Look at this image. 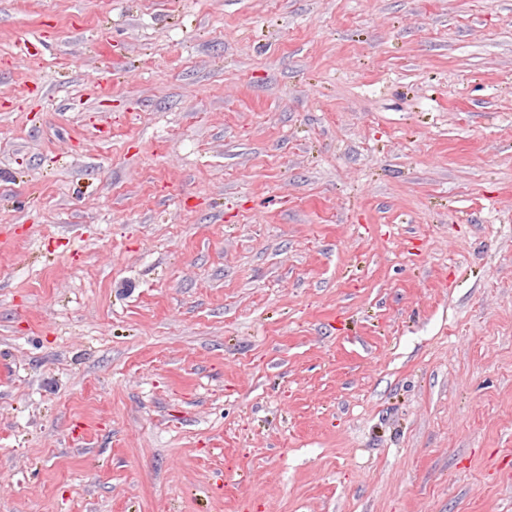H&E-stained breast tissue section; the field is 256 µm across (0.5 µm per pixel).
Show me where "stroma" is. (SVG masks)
Here are the masks:
<instances>
[{
    "mask_svg": "<svg viewBox=\"0 0 512 512\" xmlns=\"http://www.w3.org/2000/svg\"><path fill=\"white\" fill-rule=\"evenodd\" d=\"M0 512H512V0H0Z\"/></svg>",
    "mask_w": 512,
    "mask_h": 512,
    "instance_id": "stroma-1",
    "label": "stroma"
}]
</instances>
